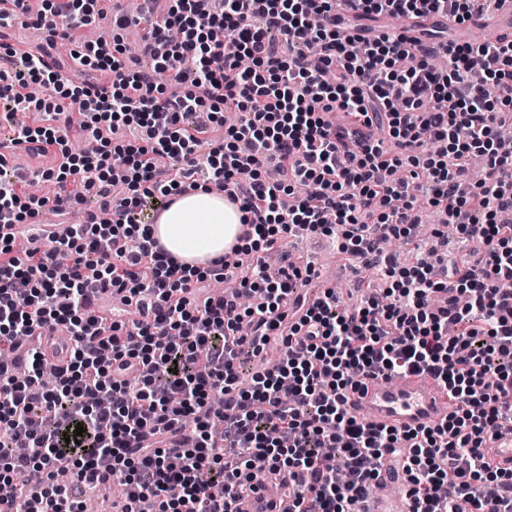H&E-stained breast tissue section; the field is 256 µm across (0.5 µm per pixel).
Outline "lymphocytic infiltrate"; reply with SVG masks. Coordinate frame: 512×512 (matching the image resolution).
<instances>
[{
    "label": "lymphocytic infiltrate",
    "mask_w": 512,
    "mask_h": 512,
    "mask_svg": "<svg viewBox=\"0 0 512 512\" xmlns=\"http://www.w3.org/2000/svg\"><path fill=\"white\" fill-rule=\"evenodd\" d=\"M40 2L29 20L47 26L46 50L71 45L101 80L74 82L45 66L46 50L0 45V100L33 116L12 145L60 153L58 168L39 174L56 185L51 198L30 194L0 158V221L21 227L93 190L103 202L48 231L42 249L15 250V233H0V483L42 473L23 495L27 512H82L76 482L99 475L125 486V512H238L256 474L285 472L302 478L298 512H357L390 455L407 477L409 512H512V470L485 447L512 430V153L496 136L512 123V42L447 43L436 69L421 38L357 25L450 13L462 25L477 0H345L341 11L334 0H168L151 22L149 70L124 44L126 16L113 17L111 39L75 36L73 21L102 18L101 0ZM187 58L193 80L167 93L158 72ZM219 109L240 122L212 142V121L188 118ZM335 112L387 141L357 139ZM75 119L94 152H72L63 128ZM474 155L487 166L476 186L466 177ZM268 158L281 179L265 177ZM117 185L128 195L114 202ZM198 187L227 193L243 237L262 243L206 279L188 277L134 219ZM422 201L481 242V256L397 266L381 244L411 235ZM297 231L336 238L385 288L353 306L332 288L305 301L295 286L316 270L281 245ZM269 253L280 256L273 277ZM233 278L227 293L206 290ZM100 291L120 297L122 319L94 306ZM60 329L68 349L54 365L34 341ZM271 349L276 367L242 383L245 356ZM405 373L432 378L455 412L404 432L348 410L363 380ZM65 468L75 483L57 480Z\"/></svg>",
    "instance_id": "f902f5d3"
}]
</instances>
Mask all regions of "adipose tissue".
<instances>
[{
	"label": "adipose tissue",
	"mask_w": 512,
	"mask_h": 512,
	"mask_svg": "<svg viewBox=\"0 0 512 512\" xmlns=\"http://www.w3.org/2000/svg\"><path fill=\"white\" fill-rule=\"evenodd\" d=\"M242 213L223 195L203 189L174 195L153 226L164 251L187 273H206L238 245Z\"/></svg>",
	"instance_id": "ef3b65f1"
}]
</instances>
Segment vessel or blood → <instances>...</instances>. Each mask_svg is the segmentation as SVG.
Returning a JSON list of instances; mask_svg holds the SVG:
<instances>
[{"label":"vessel or blood","instance_id":"obj_1","mask_svg":"<svg viewBox=\"0 0 512 512\" xmlns=\"http://www.w3.org/2000/svg\"><path fill=\"white\" fill-rule=\"evenodd\" d=\"M490 25L494 26L498 40L512 41V0H503L496 22H489L485 15L473 14L469 29L478 32ZM348 407L369 422L408 430L437 425L453 411L454 403L428 376L409 374L393 382L383 378L365 380L357 391L350 393ZM274 480V475L268 473L257 476L253 493L241 505L242 512H295L294 497L284 493L276 497L268 495L266 487ZM397 483L390 461H382L370 512H405V498L393 493Z\"/></svg>","mask_w":512,"mask_h":512}]
</instances>
